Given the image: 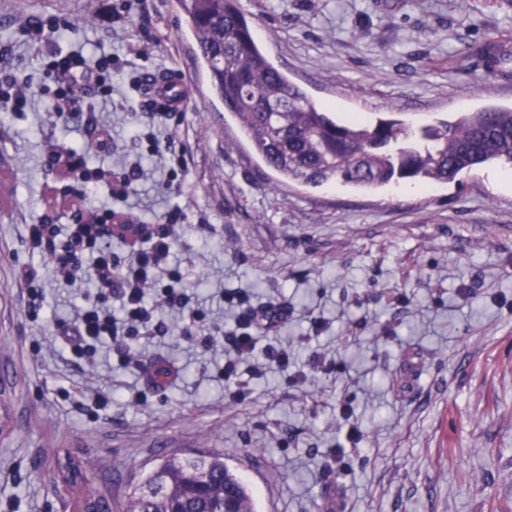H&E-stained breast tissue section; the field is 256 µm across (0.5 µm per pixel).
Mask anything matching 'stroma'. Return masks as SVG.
Returning a JSON list of instances; mask_svg holds the SVG:
<instances>
[{"label":"stroma","mask_w":512,"mask_h":512,"mask_svg":"<svg viewBox=\"0 0 512 512\" xmlns=\"http://www.w3.org/2000/svg\"><path fill=\"white\" fill-rule=\"evenodd\" d=\"M112 3L0 0V75L31 89L24 111L0 102V503L75 512L88 490L122 512L164 456L216 452L260 512H512V167L397 190L278 184L211 102L176 0H138L110 29L97 12ZM240 5L274 65L339 119L512 107V77L473 56L512 42V0ZM26 19L71 29L37 44ZM77 53L124 77L105 98L76 87L66 121L46 70ZM171 71L189 105L151 121L142 77ZM62 147L76 151L66 174ZM69 199L148 225L183 211L185 309L160 307L153 335L118 331L83 359L58 326L93 289L46 278L37 311L19 276L68 245ZM33 224L57 227L36 251ZM263 307L283 317L249 327L259 347L238 358L250 392L235 400L224 335ZM267 345L296 361L270 368ZM68 458L80 486L59 477Z\"/></svg>","instance_id":"obj_1"}]
</instances>
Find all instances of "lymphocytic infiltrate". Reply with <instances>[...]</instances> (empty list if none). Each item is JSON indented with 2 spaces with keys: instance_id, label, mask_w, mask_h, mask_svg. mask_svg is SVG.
<instances>
[{
  "instance_id": "lymphocytic-infiltrate-1",
  "label": "lymphocytic infiltrate",
  "mask_w": 512,
  "mask_h": 512,
  "mask_svg": "<svg viewBox=\"0 0 512 512\" xmlns=\"http://www.w3.org/2000/svg\"><path fill=\"white\" fill-rule=\"evenodd\" d=\"M92 82L100 93L110 91L111 77L102 59L75 56L73 62L51 64L47 73L57 85L60 97H67L74 77ZM180 210H172L164 224L158 225L154 237L146 239L133 262L117 266L112 260V244L103 238V230L111 224V215L97 216L95 223L77 224L72 229L74 240L83 252L64 250L56 253L51 273L61 283L85 280L96 288L98 299L79 312L73 324L61 325L60 335L75 358H83L93 342L112 335L115 323H122L127 333H137L148 324L156 310L147 296L157 292L159 301L174 302L175 284L183 280L178 269L169 268L172 249L182 226ZM167 270L169 287L157 288V274Z\"/></svg>"
}]
</instances>
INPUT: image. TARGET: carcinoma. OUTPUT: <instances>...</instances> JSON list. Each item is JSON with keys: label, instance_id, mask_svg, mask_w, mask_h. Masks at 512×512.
<instances>
[{"label": "carcinoma", "instance_id": "1", "mask_svg": "<svg viewBox=\"0 0 512 512\" xmlns=\"http://www.w3.org/2000/svg\"><path fill=\"white\" fill-rule=\"evenodd\" d=\"M208 75L211 94L238 121L253 152L284 180L339 181L357 188L451 182L481 166L512 164V108L461 112L413 126L386 112L340 121L314 105L269 60L239 0H178ZM509 75L512 50L482 55ZM257 512L247 482L218 454L169 456L129 494L124 512Z\"/></svg>", "mask_w": 512, "mask_h": 512}]
</instances>
